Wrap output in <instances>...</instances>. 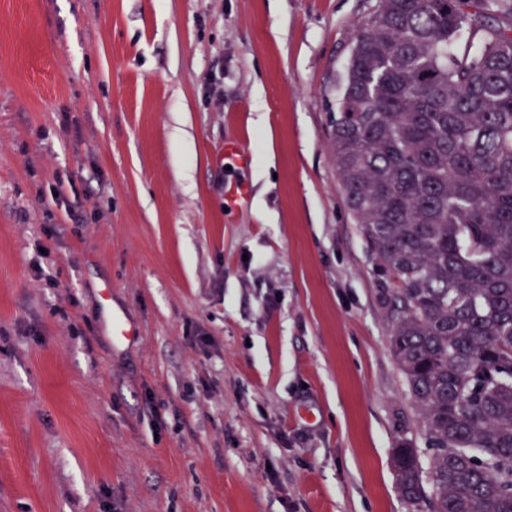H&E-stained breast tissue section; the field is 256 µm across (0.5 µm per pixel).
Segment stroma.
I'll return each mask as SVG.
<instances>
[{
	"label": "stroma",
	"mask_w": 512,
	"mask_h": 512,
	"mask_svg": "<svg viewBox=\"0 0 512 512\" xmlns=\"http://www.w3.org/2000/svg\"><path fill=\"white\" fill-rule=\"evenodd\" d=\"M377 3L0 0V512H410L330 149ZM106 323L112 334V344L123 346L136 340L138 328L122 309L112 308L105 313Z\"/></svg>",
	"instance_id": "obj_1"
}]
</instances>
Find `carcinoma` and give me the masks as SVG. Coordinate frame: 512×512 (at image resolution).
<instances>
[{"mask_svg":"<svg viewBox=\"0 0 512 512\" xmlns=\"http://www.w3.org/2000/svg\"><path fill=\"white\" fill-rule=\"evenodd\" d=\"M347 208L417 411L413 512H512V0H379L332 111Z\"/></svg>","mask_w":512,"mask_h":512,"instance_id":"carcinoma-1","label":"carcinoma"}]
</instances>
